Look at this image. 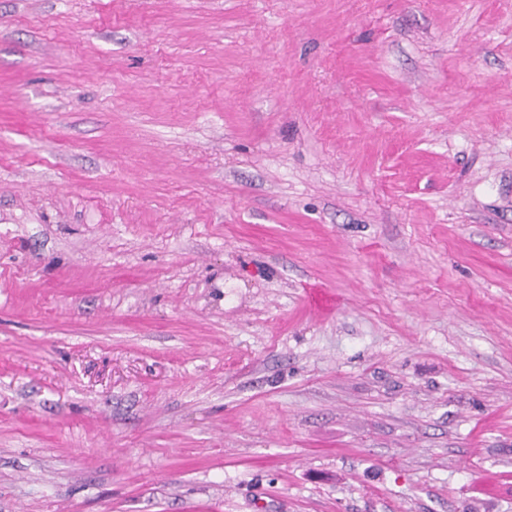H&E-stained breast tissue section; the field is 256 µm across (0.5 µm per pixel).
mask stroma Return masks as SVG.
<instances>
[{"instance_id": "1", "label": "stroma", "mask_w": 512, "mask_h": 512, "mask_svg": "<svg viewBox=\"0 0 512 512\" xmlns=\"http://www.w3.org/2000/svg\"><path fill=\"white\" fill-rule=\"evenodd\" d=\"M0 512H512V0H0Z\"/></svg>"}]
</instances>
